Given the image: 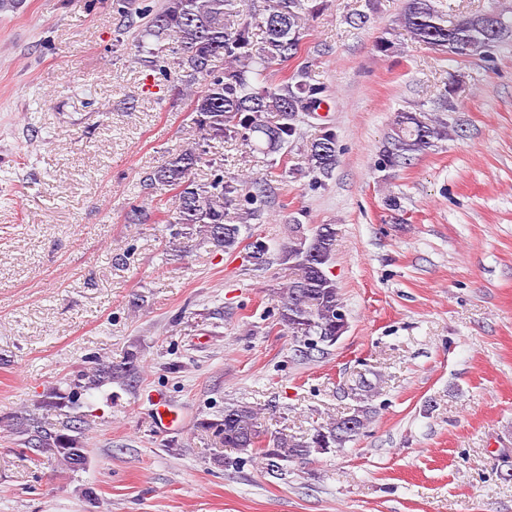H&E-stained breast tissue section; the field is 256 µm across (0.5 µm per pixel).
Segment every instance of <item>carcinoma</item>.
I'll return each mask as SVG.
<instances>
[{
    "label": "carcinoma",
    "instance_id": "cac0c4a2",
    "mask_svg": "<svg viewBox=\"0 0 512 512\" xmlns=\"http://www.w3.org/2000/svg\"><path fill=\"white\" fill-rule=\"evenodd\" d=\"M326 0H262V6L242 11L238 0H162L159 8L146 6L138 17L124 15V27H140V38L154 43L140 48L154 58L159 73L189 90L188 109L194 133L192 141L170 156L147 176L153 189L173 192L167 210L171 240L197 239L212 250L233 255L245 240L250 221H262L272 193L270 179L249 182L224 180L221 173L207 183L192 178L202 165H214L208 157L212 142L239 140L250 150L266 155L281 152L299 138V115H314L326 101L325 87L311 82L309 66L297 75L276 82L275 65L298 56L308 19L325 9ZM440 0H406L398 24L428 49L451 57L482 54V48L498 47L512 38V19L500 15L497 29L485 25L483 13L451 16ZM263 33L254 43L252 30ZM171 37L176 46L163 44ZM222 59L225 66L216 68ZM448 123L412 112L397 114L390 141L383 146L389 167L408 165L416 154L447 137ZM307 170L329 177L336 168V133L325 127L306 148ZM336 253V238L327 224L311 228L295 225L294 235L282 247V257L292 262L288 286L278 292L279 323L292 336H319L327 347L336 335L337 313L345 309L331 275L325 273ZM90 371L65 378L61 386L31 410L12 416L9 427L16 444L29 452L33 465L43 457L56 459L75 471L78 460L88 461L84 444V415L88 390L105 384L130 387L139 372V351H127L119 364L91 357ZM374 386L358 382L354 397L359 406L321 426L308 437L276 432L261 439L257 410L246 404H227L214 419H202L197 427L211 433L224 448L265 461L267 470L281 476L288 468L316 454L318 448H342L356 440L370 418L368 402ZM63 420L53 423L50 416Z\"/></svg>",
    "mask_w": 512,
    "mask_h": 512
}]
</instances>
